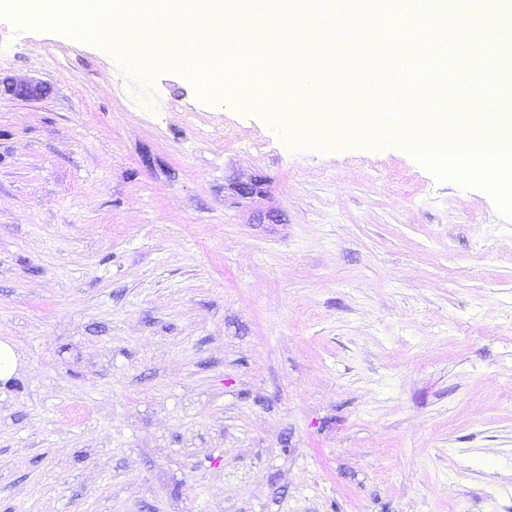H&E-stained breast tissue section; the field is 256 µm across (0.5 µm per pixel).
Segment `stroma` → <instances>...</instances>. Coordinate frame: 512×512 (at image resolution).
Listing matches in <instances>:
<instances>
[{"instance_id":"1","label":"stroma","mask_w":512,"mask_h":512,"mask_svg":"<svg viewBox=\"0 0 512 512\" xmlns=\"http://www.w3.org/2000/svg\"><path fill=\"white\" fill-rule=\"evenodd\" d=\"M304 45L337 110L417 57ZM0 512H512V214L0 16ZM264 177L267 195L231 182ZM277 214V221L266 218Z\"/></svg>"}]
</instances>
